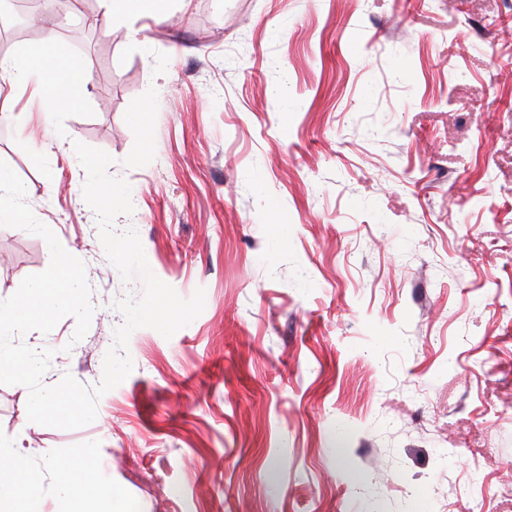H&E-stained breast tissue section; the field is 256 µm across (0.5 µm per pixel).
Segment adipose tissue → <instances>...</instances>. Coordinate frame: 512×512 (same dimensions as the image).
I'll use <instances>...</instances> for the list:
<instances>
[{"instance_id":"1","label":"adipose tissue","mask_w":512,"mask_h":512,"mask_svg":"<svg viewBox=\"0 0 512 512\" xmlns=\"http://www.w3.org/2000/svg\"><path fill=\"white\" fill-rule=\"evenodd\" d=\"M0 73L8 76L9 90L29 86L54 104L68 103L87 82L86 73L52 37L45 38L28 55L1 58ZM25 437L21 429L11 436H0V512H35L39 477L19 453ZM62 483L59 512H99L102 498L91 477L77 483L67 475Z\"/></svg>"}]
</instances>
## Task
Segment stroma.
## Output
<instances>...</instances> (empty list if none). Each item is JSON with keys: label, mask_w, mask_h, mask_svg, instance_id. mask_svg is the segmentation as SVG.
<instances>
[{"label": "stroma", "mask_w": 512, "mask_h": 512, "mask_svg": "<svg viewBox=\"0 0 512 512\" xmlns=\"http://www.w3.org/2000/svg\"><path fill=\"white\" fill-rule=\"evenodd\" d=\"M101 0L39 16L0 51L67 41L89 77L46 112L0 95V159L85 265L95 307L19 343L87 388L124 282L83 197L74 142L114 159L152 272L203 312L129 340L93 422L24 428L39 512L68 459L112 512H512V0ZM44 238L0 226V300L45 270ZM105 15L112 20L132 16L148 15L158 11V5L163 0H103Z\"/></svg>", "instance_id": "1"}]
</instances>
